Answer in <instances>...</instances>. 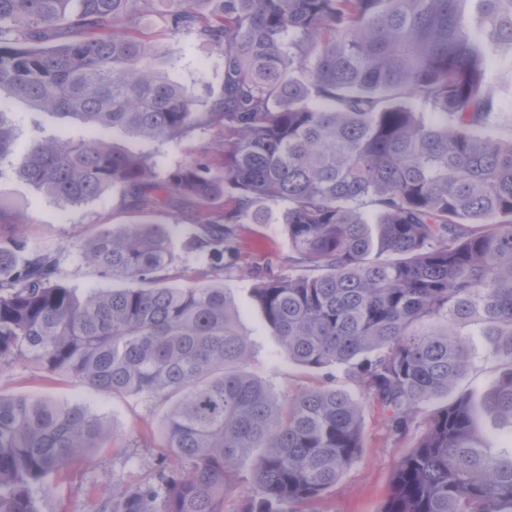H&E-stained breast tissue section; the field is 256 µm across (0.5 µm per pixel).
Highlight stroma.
Listing matches in <instances>:
<instances>
[{
  "instance_id": "1",
  "label": "stroma",
  "mask_w": 512,
  "mask_h": 512,
  "mask_svg": "<svg viewBox=\"0 0 512 512\" xmlns=\"http://www.w3.org/2000/svg\"><path fill=\"white\" fill-rule=\"evenodd\" d=\"M130 29L151 33L162 59L175 77L200 99L218 97L224 85L221 52L193 33L164 32L157 16H132ZM219 131L195 130L177 143L143 140L116 135L117 145L150 154L158 173L204 154L219 140ZM11 163L0 165V201L7 213L0 216V242L9 240L16 213L27 224L23 234L31 247L52 251L60 265V280L77 294L89 289L122 287V280L101 274L83 260L86 241L97 233L124 224L154 222L171 227L170 247L174 256L168 282L187 287L201 274L224 284L238 311V325L247 339L249 369L270 383L281 397L323 386L345 391L363 406L361 448L355 461L342 473L336 485L315 503L316 512H380L392 486L398 462L416 446L425 431L423 419H416L402 436L390 429L386 413L376 401L365 397L349 372L341 367L310 370L286 359L279 340L265 324L252 296L253 286L263 278L284 277L290 272V249L283 224L285 204L271 205L263 224H247L242 230L240 253L229 267L215 266L206 255L196 252L191 242L197 233L199 215L181 201L152 211L134 206L123 194L112 191L66 209L17 178ZM472 359L457 391L480 397L490 390L498 363L489 357L490 339L473 335L468 339ZM0 392L24 396H49L64 404L89 407L110 424L116 440L112 447L90 452L85 462L65 467L49 478V490L41 501L42 512H98L106 488L120 484L134 486L145 480L163 454L162 411L137 394L112 397L70 378L48 377L38 367L18 361L0 373Z\"/></svg>"
}]
</instances>
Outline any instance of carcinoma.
<instances>
[{"label":"carcinoma","instance_id":"obj_1","mask_svg":"<svg viewBox=\"0 0 512 512\" xmlns=\"http://www.w3.org/2000/svg\"><path fill=\"white\" fill-rule=\"evenodd\" d=\"M477 4L465 15L462 4ZM166 31L224 54V87L203 104L128 30L158 0H0V164L16 148L7 102L82 123L87 138L36 135L20 179L62 207L118 189L142 207L227 196L224 222L193 244L222 262L260 204H287L286 278L254 285L288 361L348 365L404 434L426 431L397 465L382 512H512V449L479 437L460 396L470 366L457 324L497 337L504 368L483 408L512 427V140L489 53L512 57V0H164ZM219 128L212 152L159 179L121 131L177 143ZM101 273L133 283L76 295L47 251L0 246V372L20 360L112 396L164 408L167 459L153 478L105 490L100 512H223L251 461L240 512H301L361 448L360 402L333 387L281 401L246 368L224 285L166 284L163 224H125L84 246ZM81 405L0 393V512H40L50 475L112 446Z\"/></svg>","mask_w":512,"mask_h":512}]
</instances>
